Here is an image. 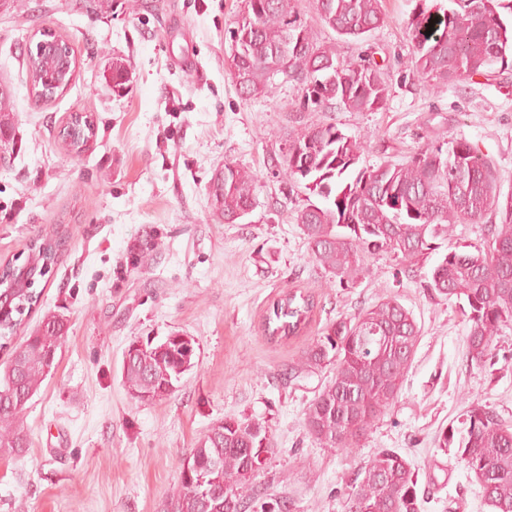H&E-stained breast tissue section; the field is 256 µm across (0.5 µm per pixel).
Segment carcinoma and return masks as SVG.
<instances>
[{
    "label": "carcinoma",
    "instance_id": "obj_1",
    "mask_svg": "<svg viewBox=\"0 0 512 512\" xmlns=\"http://www.w3.org/2000/svg\"><path fill=\"white\" fill-rule=\"evenodd\" d=\"M229 31L237 53L228 69L240 92L265 94L281 74L298 86L301 104L336 105L349 112L383 107L391 91L389 74L370 61L342 56L340 44L364 39L384 22L381 0H315L321 23L337 39L319 43L310 35L294 0H243ZM512 0H416L408 19L416 73L432 88L483 75L490 79L512 70V27L501 11ZM434 31L426 35L429 22ZM34 90L68 83L37 55L25 60ZM71 145L93 135L92 124L79 119ZM298 157L283 161L288 182L320 199L299 210L301 225L315 261L342 288L353 286L364 260L376 253L394 257L410 270L437 251L454 224L499 219L473 251L450 246L429 272L424 288L456 301L467 322V360L478 368L494 357V338L512 328V190L503 193L496 163L460 137L429 144L402 163L361 165L366 146L331 123L304 126L288 140ZM254 178L245 168L224 163V180L215 184L224 217L254 205ZM60 237L40 238L26 265L32 278L57 260ZM10 292L0 302V338L20 328L23 315L37 306L32 288ZM314 299L286 292L266 318L270 338L298 336L307 327ZM68 330L56 315L42 317L25 342L11 350L0 372V454L27 445L20 427L26 396L37 393L50 374L49 355H58ZM419 329L413 314L394 298L382 299L351 318L334 320L302 353L309 369L334 366V377L305 410V427L324 447L353 449L387 407L398 398L412 363ZM180 345L170 339L152 346L138 361L123 360L122 379L129 395L160 400L177 390L191 367ZM217 439L205 435L186 455L189 471L171 494L168 512H291L292 503L261 495L255 486L261 455L271 447L267 428L255 420L226 419ZM438 447L455 449L456 459L480 485L492 512H512V424L492 407L471 404L457 426L442 431ZM414 465L392 449L370 458L347 490L346 512H418Z\"/></svg>",
    "mask_w": 512,
    "mask_h": 512
}]
</instances>
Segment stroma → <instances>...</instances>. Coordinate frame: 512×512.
<instances>
[{
    "instance_id": "35a3bbf8",
    "label": "stroma",
    "mask_w": 512,
    "mask_h": 512,
    "mask_svg": "<svg viewBox=\"0 0 512 512\" xmlns=\"http://www.w3.org/2000/svg\"><path fill=\"white\" fill-rule=\"evenodd\" d=\"M415 5L383 0V25L342 45L347 57L373 58L392 83L383 108L348 112L302 107L280 75L270 93L240 95L227 58L242 0H0V95L17 140L0 159V262L25 261L47 232L65 239L13 341L48 312L69 323L56 367L22 417L27 447L0 455V512H162L188 450L227 418L267 427L273 447L255 483L293 512H345L350 484L383 448L418 468L419 512H489L436 438L474 402L512 421V329L480 369L466 358L459 307L422 287L423 270L408 274L391 256L371 255L353 287L327 286L296 222L308 195L280 174L290 133L332 123L366 144L369 165L466 138L512 188V75L426 87L411 64ZM44 29L67 39L76 58L69 89L48 102L32 95L22 64ZM116 57L127 66L121 97L110 80ZM77 113L95 134L75 154L60 131ZM227 162L254 176L255 207L235 224L210 193ZM288 289L313 296L315 308L301 335L273 340L265 319ZM390 296L421 329L400 394L352 452L323 448L304 411L333 369L306 370L302 352L330 321ZM174 332L191 338L192 368L171 397L132 399L125 349Z\"/></svg>"
}]
</instances>
